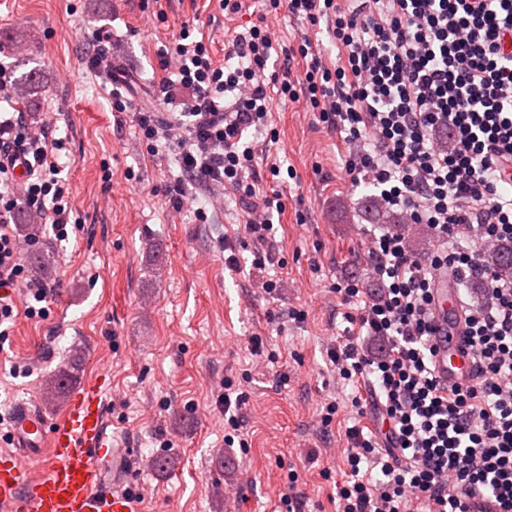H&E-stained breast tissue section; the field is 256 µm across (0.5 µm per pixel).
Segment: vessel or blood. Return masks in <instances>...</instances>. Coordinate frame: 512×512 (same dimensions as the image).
<instances>
[{
  "label": "vessel or blood",
  "instance_id": "1",
  "mask_svg": "<svg viewBox=\"0 0 512 512\" xmlns=\"http://www.w3.org/2000/svg\"><path fill=\"white\" fill-rule=\"evenodd\" d=\"M433 281L436 373L448 385L470 381L458 292L447 273H435ZM104 394L105 384L95 376L73 392L54 419L23 404L15 407L11 447L0 452V512H138L134 501L104 478L102 463L116 454Z\"/></svg>",
  "mask_w": 512,
  "mask_h": 512
}]
</instances>
